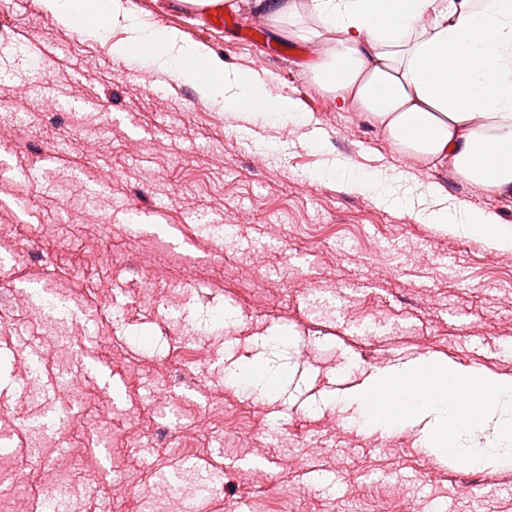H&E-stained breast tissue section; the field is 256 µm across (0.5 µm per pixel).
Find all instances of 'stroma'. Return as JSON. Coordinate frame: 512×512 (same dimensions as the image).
Instances as JSON below:
<instances>
[{"label": "stroma", "instance_id": "stroma-1", "mask_svg": "<svg viewBox=\"0 0 512 512\" xmlns=\"http://www.w3.org/2000/svg\"><path fill=\"white\" fill-rule=\"evenodd\" d=\"M131 3L263 72L304 121L231 127L42 0H0L18 46L0 129L20 130L0 140V503L44 512L51 488L67 512H165L180 486L200 512H512V467L439 461L353 398L412 356L512 377V251L421 219L441 202L512 223V193L396 150L309 78L327 40L278 33L249 0H224L232 28ZM332 166L375 190L314 179ZM49 285L52 302L17 298Z\"/></svg>", "mask_w": 512, "mask_h": 512}]
</instances>
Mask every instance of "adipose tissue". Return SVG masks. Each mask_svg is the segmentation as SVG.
<instances>
[{
  "label": "adipose tissue",
  "mask_w": 512,
  "mask_h": 512,
  "mask_svg": "<svg viewBox=\"0 0 512 512\" xmlns=\"http://www.w3.org/2000/svg\"><path fill=\"white\" fill-rule=\"evenodd\" d=\"M333 45L307 67L314 83L354 104L391 144L423 162L448 163L488 192L512 191V0H312ZM57 22L98 37L113 56L147 48L159 69L192 83L239 120L261 111L293 123L292 98L271 99L253 69L229 70L177 30L143 25L128 0H43ZM123 38L113 39L114 30ZM425 223L482 234L512 250V224L492 212L442 208Z\"/></svg>",
  "instance_id": "adipose-tissue-1"
}]
</instances>
